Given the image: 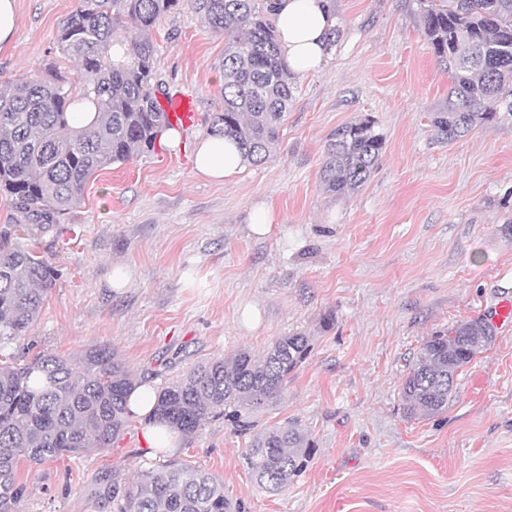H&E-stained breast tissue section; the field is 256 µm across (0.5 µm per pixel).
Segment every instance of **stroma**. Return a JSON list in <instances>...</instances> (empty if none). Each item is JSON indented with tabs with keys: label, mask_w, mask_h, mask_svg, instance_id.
<instances>
[{
	"label": "stroma",
	"mask_w": 512,
	"mask_h": 512,
	"mask_svg": "<svg viewBox=\"0 0 512 512\" xmlns=\"http://www.w3.org/2000/svg\"><path fill=\"white\" fill-rule=\"evenodd\" d=\"M80 0H16L18 33L0 51V83L71 75L56 41ZM331 59L298 76L273 157L233 181L197 174L195 152L223 107L224 37L188 4L151 32L169 90H193L204 116L178 145L139 151L100 171L82 204L26 241L55 270L31 330L6 348L77 357L109 346L160 386L197 363L277 338L308 336L310 353L260 428L298 425L315 453L280 493L253 483L246 446L224 420L178 435L173 452L143 445L129 420L111 448L20 464L19 512H110L96 474L122 486L175 460L211 473L246 512H512V323L460 370L442 413L410 416L400 389L431 336L512 302V112L444 143L432 112L452 78L422 34L417 0H333ZM372 116L379 165L354 193H327L329 135ZM273 215L260 237L249 219ZM131 272L112 285L114 265Z\"/></svg>",
	"instance_id": "35a3bbf8"
}]
</instances>
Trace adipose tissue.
Instances as JSON below:
<instances>
[{"instance_id": "adipose-tissue-1", "label": "adipose tissue", "mask_w": 512, "mask_h": 512, "mask_svg": "<svg viewBox=\"0 0 512 512\" xmlns=\"http://www.w3.org/2000/svg\"><path fill=\"white\" fill-rule=\"evenodd\" d=\"M275 13L280 51L289 69L299 75L320 69L329 58L328 36L337 23L329 0H275ZM242 165L236 146L223 137L207 136L197 147L195 170L203 177L230 181ZM154 406L151 386L144 384L132 391L129 410L140 423L149 449L174 447V432L148 419Z\"/></svg>"}]
</instances>
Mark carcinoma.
<instances>
[{
    "mask_svg": "<svg viewBox=\"0 0 512 512\" xmlns=\"http://www.w3.org/2000/svg\"><path fill=\"white\" fill-rule=\"evenodd\" d=\"M182 0H81L57 33L62 51L79 64L76 77H39L0 88V191L24 220L43 231L60 223L83 198L88 181L170 129L157 104L156 46L150 32ZM203 22L224 33V109L209 133L236 142L244 159L266 161L279 139L296 76L282 61L272 0H188ZM429 48L447 64L448 107L432 113L439 139L452 141L512 109V0H418ZM121 27L123 39L113 38ZM94 106L83 126L70 121L74 104ZM375 120L366 115L334 130L322 156L326 191L343 196L370 177L382 154ZM0 230V346L26 335L53 285V268ZM494 338L488 321L457 324L428 339L401 389L408 414L448 409L456 373ZM309 339H277L256 357L239 350L198 364L157 390L155 413L192 435L224 419L235 433L255 428L288 376L308 357ZM137 376L105 345L72 358L38 353L0 366V512H18L26 484L18 464L40 465L71 454L101 452L128 423L127 398ZM313 441L297 426L253 435L242 459L257 485L277 492L306 471ZM96 495L112 512H242L224 484L197 468L169 462L141 473L126 488L112 471L95 477Z\"/></svg>",
    "mask_w": 512,
    "mask_h": 512,
    "instance_id": "1",
    "label": "carcinoma"
}]
</instances>
